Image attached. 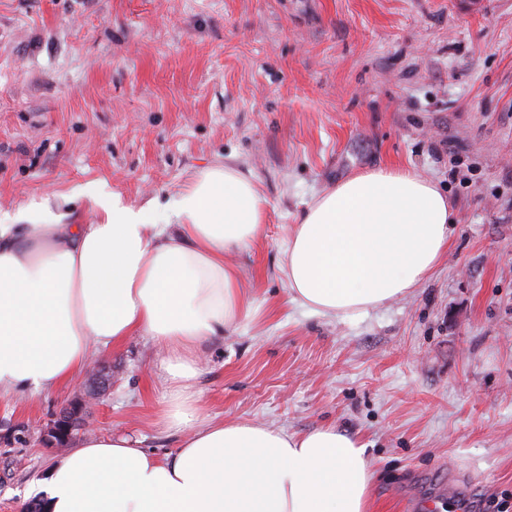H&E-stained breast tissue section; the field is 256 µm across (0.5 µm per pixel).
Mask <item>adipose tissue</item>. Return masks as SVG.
<instances>
[{"label":"adipose tissue","mask_w":512,"mask_h":512,"mask_svg":"<svg viewBox=\"0 0 512 512\" xmlns=\"http://www.w3.org/2000/svg\"><path fill=\"white\" fill-rule=\"evenodd\" d=\"M95 203L89 224L30 210L0 220V396L59 389L93 349L145 336L168 384L160 422L184 439L162 458L130 436L87 431L48 472L47 512H371L372 473L355 438L215 421L188 386L201 349L244 307L224 258L261 232L267 202L254 177L230 162L199 170L162 224L116 192ZM455 222L432 179L358 171L293 225V298L346 318L404 297L433 273Z\"/></svg>","instance_id":"ef3b65f1"}]
</instances>
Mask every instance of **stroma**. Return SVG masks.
<instances>
[{
    "instance_id": "35a3bbf8",
    "label": "stroma",
    "mask_w": 512,
    "mask_h": 512,
    "mask_svg": "<svg viewBox=\"0 0 512 512\" xmlns=\"http://www.w3.org/2000/svg\"><path fill=\"white\" fill-rule=\"evenodd\" d=\"M231 162L268 201L236 251L244 309L192 382L205 414L367 448L376 512H512V0H0V217L88 223L92 191L168 203ZM408 167L456 207L408 296L341 318L292 299L288 231L357 171ZM146 337L98 352L103 434L164 456L166 385ZM0 397V512L43 501L64 453L40 431L81 397Z\"/></svg>"
}]
</instances>
